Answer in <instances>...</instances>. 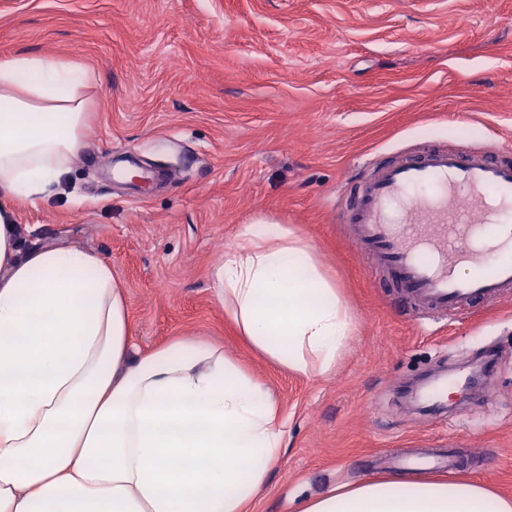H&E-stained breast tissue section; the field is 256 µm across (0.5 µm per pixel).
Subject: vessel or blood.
Segmentation results:
<instances>
[{
    "instance_id": "vessel-or-blood-1",
    "label": "vessel or blood",
    "mask_w": 512,
    "mask_h": 512,
    "mask_svg": "<svg viewBox=\"0 0 512 512\" xmlns=\"http://www.w3.org/2000/svg\"><path fill=\"white\" fill-rule=\"evenodd\" d=\"M338 222L349 226L374 279L434 319L477 301L512 295V235L482 230L512 222V143L492 151L430 146L400 155L359 180ZM392 465L454 472L453 451L400 452Z\"/></svg>"
}]
</instances>
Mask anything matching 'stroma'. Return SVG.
I'll list each match as a JSON object with an SVG mask.
<instances>
[{"instance_id": "35a3bbf8", "label": "stroma", "mask_w": 512, "mask_h": 512, "mask_svg": "<svg viewBox=\"0 0 512 512\" xmlns=\"http://www.w3.org/2000/svg\"><path fill=\"white\" fill-rule=\"evenodd\" d=\"M21 53L94 76L83 150L52 197L13 205L23 247L98 253L140 351L215 342L272 392L288 450L253 512L389 474L398 448L455 449L512 498V296L422 318L333 216L395 152L512 141V0H0V57ZM260 215L310 241L354 313L327 376L272 365L224 313V253ZM489 348L479 392L408 402Z\"/></svg>"}]
</instances>
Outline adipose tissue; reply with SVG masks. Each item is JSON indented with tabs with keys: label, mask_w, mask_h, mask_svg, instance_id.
<instances>
[{
	"label": "adipose tissue",
	"mask_w": 512,
	"mask_h": 512,
	"mask_svg": "<svg viewBox=\"0 0 512 512\" xmlns=\"http://www.w3.org/2000/svg\"><path fill=\"white\" fill-rule=\"evenodd\" d=\"M92 75L0 60V512H247L286 449L278 404L223 346L147 354L111 263L20 247L12 202L52 193L81 149ZM224 255V312L270 363L331 372L352 313L313 247L269 216ZM300 512H512L468 479L339 485Z\"/></svg>",
	"instance_id": "obj_1"
}]
</instances>
